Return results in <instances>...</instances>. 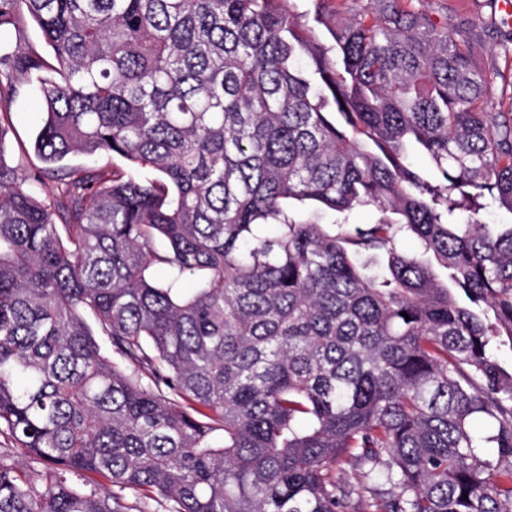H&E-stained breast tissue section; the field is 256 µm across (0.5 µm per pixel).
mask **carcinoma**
I'll return each instance as SVG.
<instances>
[{"mask_svg":"<svg viewBox=\"0 0 512 512\" xmlns=\"http://www.w3.org/2000/svg\"><path fill=\"white\" fill-rule=\"evenodd\" d=\"M296 2L0 0L55 181L0 157V512H512V34ZM87 165H96L100 167H107V168H125V161L121 159L120 157L113 156L112 155H101L98 158L95 159H88L87 157L83 155H69L67 156L62 162H60L57 167H64V168H76L80 166H87Z\"/></svg>","mask_w":512,"mask_h":512,"instance_id":"1","label":"carcinoma"}]
</instances>
